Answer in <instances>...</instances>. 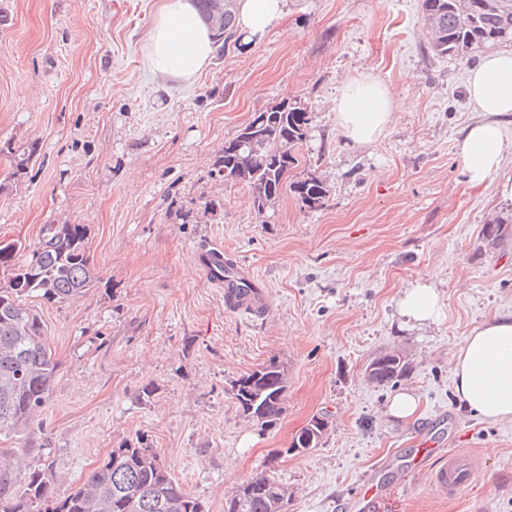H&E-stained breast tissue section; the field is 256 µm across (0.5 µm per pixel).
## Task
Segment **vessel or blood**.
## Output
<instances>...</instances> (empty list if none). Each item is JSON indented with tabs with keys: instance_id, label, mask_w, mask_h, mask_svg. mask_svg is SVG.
Wrapping results in <instances>:
<instances>
[{
	"instance_id": "obj_1",
	"label": "vessel or blood",
	"mask_w": 512,
	"mask_h": 512,
	"mask_svg": "<svg viewBox=\"0 0 512 512\" xmlns=\"http://www.w3.org/2000/svg\"><path fill=\"white\" fill-rule=\"evenodd\" d=\"M200 265L213 285L223 288L224 301L234 312L257 317L266 316L269 302L262 285L256 283L250 269L234 255L225 251L222 243L213 241L199 246ZM408 474L430 471V485L440 496L455 497L465 490L478 473L475 459L461 458L436 441L428 432L418 434V448L406 465ZM409 484L402 479L386 482L377 474L363 477L357 494L362 508L388 502L396 495L408 492Z\"/></svg>"
}]
</instances>
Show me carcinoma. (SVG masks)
Masks as SVG:
<instances>
[{
	"mask_svg": "<svg viewBox=\"0 0 512 512\" xmlns=\"http://www.w3.org/2000/svg\"><path fill=\"white\" fill-rule=\"evenodd\" d=\"M196 3L216 31L219 51L239 42L234 0ZM421 13L430 50L440 58H463L475 46L512 39V0H422ZM308 133V113L290 105L279 113L276 126L260 132L256 149H238L240 141L252 136L246 128L225 142L215 171L227 182L247 185L259 213L287 186L316 209L325 197L321 180L286 182ZM86 240L83 224H48L23 262L15 259L12 245H0V436L20 432L48 404L60 363L27 299L66 300L94 287L97 277ZM409 371L408 361L390 351L375 355L365 368L367 378L378 385L396 383ZM287 389V373L274 360L231 385L242 414L263 429L283 414ZM263 483L280 485L263 475L248 480L226 500L224 512H285L289 497L273 506ZM47 505L53 512H205V505L174 480L143 435L122 441L79 486L59 498L38 465L21 461L16 473L0 470V512H42Z\"/></svg>",
	"mask_w": 512,
	"mask_h": 512,
	"instance_id": "cac0c4a2",
	"label": "carcinoma"
}]
</instances>
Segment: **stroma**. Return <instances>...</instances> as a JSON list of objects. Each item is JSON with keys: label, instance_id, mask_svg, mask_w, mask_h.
I'll list each match as a JSON object with an SVG mask.
<instances>
[{"label": "stroma", "instance_id": "35a3bbf8", "mask_svg": "<svg viewBox=\"0 0 512 512\" xmlns=\"http://www.w3.org/2000/svg\"><path fill=\"white\" fill-rule=\"evenodd\" d=\"M161 4L0 0V241L23 260L43 225H85L98 277L78 298L29 299L61 367L41 415L0 440V461L47 464L61 496L140 434L206 512H224L259 473L287 487V512H340L366 472L442 414L449 448L477 455L478 475L453 499L417 482L385 512H512V420L474 417L455 396L451 363L473 327L512 313V233L494 244L484 235L512 221V156L474 187L456 153L478 117L467 71L512 40L439 58L421 0H288L262 41L213 58L192 83L163 86L144 44ZM362 71L413 103L367 147L336 126L337 87ZM282 102L309 115L288 179L320 178V208L286 190L258 212L246 186L214 173L225 141ZM19 146L35 149L22 172L10 153ZM208 239L265 285L266 317L225 307L196 253ZM420 279L433 280L444 315L410 329L397 300ZM389 350L411 371L375 385L365 367ZM272 359L288 390L263 429L231 384ZM401 388L420 404L396 422L386 409ZM316 417L329 423L322 443L289 455Z\"/></svg>", "mask_w": 512, "mask_h": 512}]
</instances>
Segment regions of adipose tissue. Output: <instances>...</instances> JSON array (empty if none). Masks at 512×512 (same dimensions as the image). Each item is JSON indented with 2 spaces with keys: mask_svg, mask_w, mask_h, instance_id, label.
I'll return each mask as SVG.
<instances>
[{
  "mask_svg": "<svg viewBox=\"0 0 512 512\" xmlns=\"http://www.w3.org/2000/svg\"><path fill=\"white\" fill-rule=\"evenodd\" d=\"M288 0H235V26L242 43L263 39L282 22ZM146 62L167 83L194 81L210 63L215 45L210 24L194 0H165L146 35ZM467 93L479 114L457 143L471 184L497 175L512 141H506L499 116L512 113V51L483 57L469 71ZM407 106L372 75L346 76L336 98V122L352 144L369 145L389 128L395 113ZM398 310L404 323L423 327L443 314L434 284L419 280L406 288ZM456 397L475 415L490 422L512 420V314L474 327L453 351Z\"/></svg>",
  "mask_w": 512,
  "mask_h": 512,
  "instance_id": "1",
  "label": "adipose tissue"
}]
</instances>
